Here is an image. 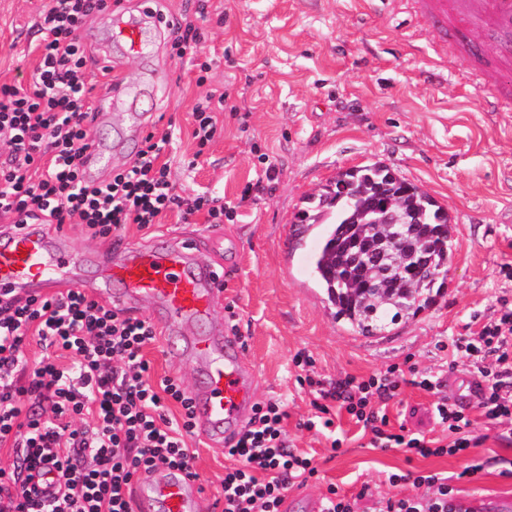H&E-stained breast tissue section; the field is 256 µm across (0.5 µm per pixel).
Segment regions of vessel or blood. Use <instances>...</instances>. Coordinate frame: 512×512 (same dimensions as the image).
I'll list each match as a JSON object with an SVG mask.
<instances>
[{
    "label": "vessel or blood",
    "mask_w": 512,
    "mask_h": 512,
    "mask_svg": "<svg viewBox=\"0 0 512 512\" xmlns=\"http://www.w3.org/2000/svg\"><path fill=\"white\" fill-rule=\"evenodd\" d=\"M435 39L449 32L476 28L501 40L485 64V85L498 88L500 76L512 66V0H411ZM110 36L126 54L144 55L150 48L146 28L139 22L114 19ZM112 166V143L96 140L90 174ZM99 277L87 279L88 266ZM80 288L91 298L132 306L147 300L156 307V323L163 332L167 355L195 361L199 381L192 390L195 432L216 446L240 429L256 402V377L243 361L236 336L200 333L188 336L186 325L209 318L215 298L224 293V275L200 264L192 243L171 239L121 253L106 250L95 258L76 253L66 232L49 236L36 225L13 223L0 229V292L58 296ZM138 497L149 512H200L196 480L183 471H168L164 480H144Z\"/></svg>",
    "instance_id": "b4317fda"
}]
</instances>
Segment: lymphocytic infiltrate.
Here are the masks:
<instances>
[{
    "mask_svg": "<svg viewBox=\"0 0 512 512\" xmlns=\"http://www.w3.org/2000/svg\"><path fill=\"white\" fill-rule=\"evenodd\" d=\"M110 0H48L40 11L44 37L27 86L0 85V223L24 215L40 224H78L94 237H111L125 225L143 228L170 211H206L210 223L228 213L216 197L187 200L176 189L164 156L170 133L148 132L135 159L97 184L82 176L92 141L83 27L111 11ZM207 4L183 16L169 34L184 57L201 42ZM223 94L200 98L191 113L192 137L206 147L219 133ZM157 340L146 319L122 314L77 291L59 298L0 299V446L13 460L0 466V512H131L130 489L159 470L193 472V409L179 378L153 380L145 350ZM45 353L28 363L25 350ZM486 386L479 407L502 439L512 440V311L485 324L478 336L453 341ZM312 388L315 413L302 428H332L346 411L372 435L376 448H404L427 458L461 455L477 447L472 419L460 406H436L443 435L391 432L387 404L402 382L395 370L333 383L301 376ZM278 400L257 403L237 438L224 446L232 463L224 473L222 512H280L290 487L316 476L310 458L293 451ZM52 464L58 493L40 497L31 471ZM411 498L387 497L379 512H459L453 487L438 474L420 475Z\"/></svg>",
    "mask_w": 512,
    "mask_h": 512,
    "instance_id": "obj_1",
    "label": "lymphocytic infiltrate"
}]
</instances>
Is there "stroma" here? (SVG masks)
<instances>
[{"mask_svg": "<svg viewBox=\"0 0 512 512\" xmlns=\"http://www.w3.org/2000/svg\"><path fill=\"white\" fill-rule=\"evenodd\" d=\"M223 18H211L195 54L172 57L166 32L140 59L109 48L107 19H89L83 30L89 72L112 57V79L132 89L137 111L164 119L171 131L167 157L178 191L192 198L217 196L235 209L233 219L211 224L205 213L183 221L164 214L159 224L127 225L123 238L142 246L159 236L195 245L202 261L230 270L223 297L205 332L224 328L234 309L245 360L258 373L256 398L283 401L293 448L318 469L305 490L322 499L328 485L356 496V512H378L381 498L413 495L416 476L454 478L457 497L512 492L498 459H512V443L484 422L472 428L481 442L472 451L487 465L476 479H459L469 463L461 456L422 458L401 448H372L348 414L334 432L298 428L310 411L308 388L296 382V354L309 356L325 381L366 378L397 368L399 394L388 406L391 426L416 436L437 435L435 406L459 399L476 414L477 398L455 397L450 376L467 373L452 363L449 345L474 336L483 324L512 309V96L503 111L486 112L488 93L471 55L459 41L436 43L423 19L401 6L366 11L361 0H223ZM37 0H0V84L25 82L37 61L42 33ZM211 62L204 84L198 66ZM225 106L249 115L240 127L223 114L224 130L197 148L190 113L213 91ZM276 167L271 188L257 195L252 183L266 164ZM382 163L443 206L455 226L452 255L434 303L386 332L364 337L336 322L316 288L309 256L316 235L297 237V215L308 209L337 172ZM438 377L437 390L415 384ZM339 448H332L333 439ZM197 451L203 512L222 494L224 454L190 440ZM392 473L404 482L390 485ZM371 494L359 497L362 485Z\"/></svg>", "mask_w": 512, "mask_h": 512, "instance_id": "stroma-1", "label": "stroma"}]
</instances>
